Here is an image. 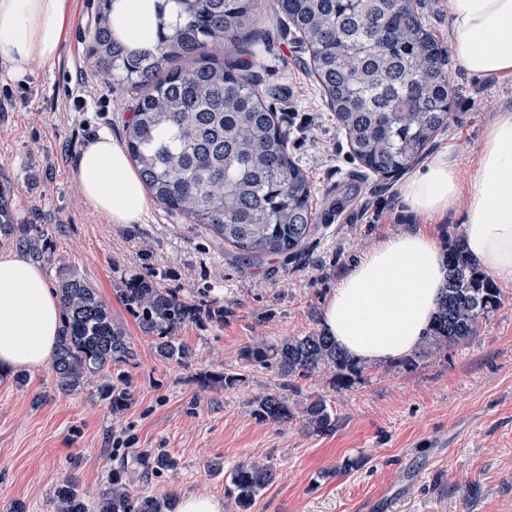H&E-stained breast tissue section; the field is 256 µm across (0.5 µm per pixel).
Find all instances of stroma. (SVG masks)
Returning a JSON list of instances; mask_svg holds the SVG:
<instances>
[{
	"label": "stroma",
	"instance_id": "obj_1",
	"mask_svg": "<svg viewBox=\"0 0 512 512\" xmlns=\"http://www.w3.org/2000/svg\"><path fill=\"white\" fill-rule=\"evenodd\" d=\"M98 0H77L61 58L33 62L24 80L0 68V184L16 220L43 230L30 258L49 284L69 270L88 280L126 332L136 359L124 372L128 401L113 412L93 388L58 389L50 365L25 384L0 374V512H55V490L74 477L86 498L104 490L113 469L132 475L134 493L212 496L238 512L233 469L254 460L275 479L249 512H512V283L475 336L447 355L363 366L352 387L332 374L297 378L292 402L324 397L336 417L327 434L302 421L259 420L252 401L275 377L242 359L261 337L271 342L319 330L322 309L351 265L378 241L426 228L441 245L463 233L465 204L422 223L400 198L405 174L366 173L312 75L294 31L258 55L259 90L288 132V155L304 170L315 232L292 257L241 261L223 240L149 201L139 223L113 224L86 203L75 178L81 147L99 134L122 141L137 99L106 88L86 51ZM460 90L448 125L425 156L453 149L463 179L473 175L486 126L512 108V75L480 80L456 61ZM153 274L180 296L224 307L223 322L196 320L178 332L189 364L156 356L152 340L118 300L131 278ZM242 377L232 390L225 370ZM157 453L176 462L157 475Z\"/></svg>",
	"mask_w": 512,
	"mask_h": 512
}]
</instances>
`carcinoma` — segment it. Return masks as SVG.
<instances>
[{
	"instance_id": "carcinoma-1",
	"label": "carcinoma",
	"mask_w": 512,
	"mask_h": 512,
	"mask_svg": "<svg viewBox=\"0 0 512 512\" xmlns=\"http://www.w3.org/2000/svg\"><path fill=\"white\" fill-rule=\"evenodd\" d=\"M114 0H99L90 31V67L107 86L139 90L125 129V146L152 197L247 261L288 255L315 231L310 222L311 185L288 157V132L265 103L250 73L254 47L266 34L257 27L254 0H156L152 48H126L112 32ZM420 0H278L279 12L310 54L312 73L346 137L352 156L374 173L400 174L419 160L447 126L456 89L441 66L433 35L422 23ZM230 43L226 57L207 50ZM30 225L16 224L0 191V241L33 246ZM448 283L421 353L437 356L469 340L479 318L498 303L497 289L464 250L448 245ZM62 323L52 370L59 389L95 387L118 412L126 406L125 366L136 353L97 288L75 273L58 276ZM119 299L153 338L163 360L186 364L189 347L176 332L190 321L224 320V307L187 300L151 278H134ZM242 356L283 379L279 390L253 399L262 421L284 425L301 415L318 433L332 431L326 400L312 397L295 409L288 380L331 372L337 387H350L361 372L322 332L277 343L257 339ZM274 479L256 461L231 473L244 510ZM131 480L112 473L92 501L73 480L55 491L56 512H172L165 498L142 496Z\"/></svg>"
}]
</instances>
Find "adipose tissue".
I'll return each instance as SVG.
<instances>
[{
  "instance_id": "obj_1",
  "label": "adipose tissue",
  "mask_w": 512,
  "mask_h": 512,
  "mask_svg": "<svg viewBox=\"0 0 512 512\" xmlns=\"http://www.w3.org/2000/svg\"><path fill=\"white\" fill-rule=\"evenodd\" d=\"M76 0H0V66L16 79L33 60L57 62L76 16ZM450 47L479 79L512 74V0H448ZM127 38L154 37L153 0H115ZM75 177L86 201L115 224L140 222L145 186L126 149L109 135L83 145ZM410 213L438 219L466 200L467 253L503 283L512 282V109L488 125L474 178L462 187L451 149L432 155L400 188ZM446 255L419 229L377 242L339 281L321 326L351 359L395 362L419 346L446 283ZM60 303L39 263L0 256V370L34 369L52 355Z\"/></svg>"
}]
</instances>
